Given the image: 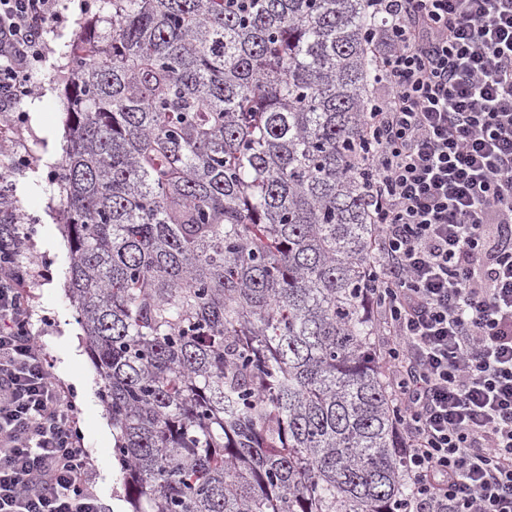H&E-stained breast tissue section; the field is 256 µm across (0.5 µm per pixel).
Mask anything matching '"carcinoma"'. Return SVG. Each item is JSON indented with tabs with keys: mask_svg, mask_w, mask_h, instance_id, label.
Wrapping results in <instances>:
<instances>
[{
	"mask_svg": "<svg viewBox=\"0 0 512 512\" xmlns=\"http://www.w3.org/2000/svg\"><path fill=\"white\" fill-rule=\"evenodd\" d=\"M111 4L58 185L130 512H395L368 0Z\"/></svg>",
	"mask_w": 512,
	"mask_h": 512,
	"instance_id": "1",
	"label": "carcinoma"
}]
</instances>
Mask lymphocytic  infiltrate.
<instances>
[{
  "mask_svg": "<svg viewBox=\"0 0 512 512\" xmlns=\"http://www.w3.org/2000/svg\"><path fill=\"white\" fill-rule=\"evenodd\" d=\"M61 0H0V112L34 94ZM384 77L363 167L367 295L411 489L402 512H512V0H373ZM28 236L0 196V512H102L31 332Z\"/></svg>",
  "mask_w": 512,
  "mask_h": 512,
  "instance_id": "lymphocytic-infiltrate-1",
  "label": "lymphocytic infiltrate"
}]
</instances>
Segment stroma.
I'll list each match as a JSON object with an SVG mask.
<instances>
[{
	"instance_id": "stroma-1",
	"label": "stroma",
	"mask_w": 512,
	"mask_h": 512,
	"mask_svg": "<svg viewBox=\"0 0 512 512\" xmlns=\"http://www.w3.org/2000/svg\"><path fill=\"white\" fill-rule=\"evenodd\" d=\"M110 11L108 0H69L62 18L49 22L44 35L48 60L30 73L34 95L15 112H0V128L11 134L9 146L0 148V167L16 169L9 199L29 227L24 261L37 276L25 290L31 329L57 383L76 407L77 432L91 464L89 488L105 504V512H128L122 473L112 451L114 440L100 427L106 416L98 396L100 379L67 295L71 253L57 216V175L66 142L64 56L76 31L97 34L102 29L99 17Z\"/></svg>"
}]
</instances>
